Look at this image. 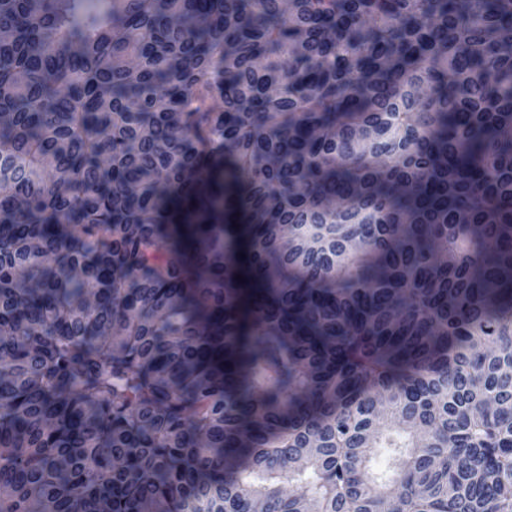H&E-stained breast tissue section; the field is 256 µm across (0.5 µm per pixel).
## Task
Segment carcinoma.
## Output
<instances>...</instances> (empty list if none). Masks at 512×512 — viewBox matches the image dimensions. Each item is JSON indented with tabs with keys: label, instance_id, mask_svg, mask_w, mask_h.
I'll use <instances>...</instances> for the list:
<instances>
[{
	"label": "carcinoma",
	"instance_id": "obj_1",
	"mask_svg": "<svg viewBox=\"0 0 512 512\" xmlns=\"http://www.w3.org/2000/svg\"><path fill=\"white\" fill-rule=\"evenodd\" d=\"M510 34L0 0V512H512Z\"/></svg>",
	"mask_w": 512,
	"mask_h": 512
}]
</instances>
